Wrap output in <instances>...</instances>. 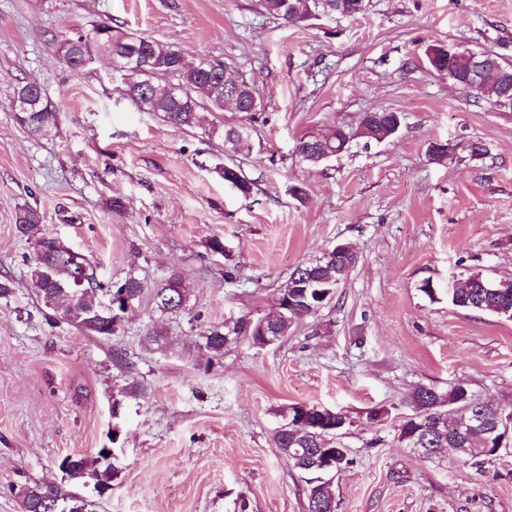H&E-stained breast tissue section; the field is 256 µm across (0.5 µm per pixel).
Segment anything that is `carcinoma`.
Returning <instances> with one entry per match:
<instances>
[{
  "mask_svg": "<svg viewBox=\"0 0 512 512\" xmlns=\"http://www.w3.org/2000/svg\"><path fill=\"white\" fill-rule=\"evenodd\" d=\"M265 14L285 21L296 15L309 14L312 0H259ZM109 54L121 63L134 62L151 70L149 96L134 87L125 86L127 97L138 108L160 115L175 130L193 128L200 123V113L224 111V95L218 91L220 79L227 67L221 63L201 60L197 63L182 61L178 57L179 47L173 43L157 41L148 36L123 31H114L110 25L94 29L93 36H78L66 39L60 46L63 59L71 67L81 66L84 54L90 52V44ZM471 51L459 50L448 59L440 58L448 79L455 80L468 66ZM489 68L509 74L511 81H488L472 94L494 104L505 92H512V63L500 55L486 51ZM174 80L181 88L176 96L165 90L168 80ZM15 102H24L27 111L19 112L17 120L34 133H42L56 125V112L43 94L41 87L33 82L20 84L14 93ZM363 137L377 141L393 137L401 126V115L397 112H376L363 118ZM228 145V153L238 154L250 150V133L246 126L218 125L210 129ZM350 142L349 133L341 126L324 130L321 152H311L313 136L302 138L296 145L297 154L305 161L319 163L345 151ZM224 181L248 194L252 182L241 170L224 167ZM17 231L33 241L35 265L30 277L39 299L48 307L64 304L63 314L67 321L79 330L95 336L109 337L116 333L126 312L122 302L128 299L135 304L146 291H151L155 307L169 314H178L185 307L186 294L181 275L173 273L161 285L148 289L139 279L130 276L112 286V292L122 295L119 304L112 309L104 308L97 292L104 290L94 266L85 255L66 246L59 248L57 237L42 224L43 216L33 207L21 210L17 218ZM358 263V254L350 251L346 260L339 263L320 261L301 263L294 267L286 284L279 289L277 312L271 318L252 320L239 318L231 324L212 325L203 335V348L215 355L224 353V347L241 339L261 347L266 336L288 335L294 321L316 313L336 296V290ZM448 301L455 307L468 311H484L512 320V280H495L480 272H471L464 277L461 286L448 294ZM412 413L401 420L397 438L406 447L423 449L421 455L433 458L444 448H470L472 454L462 457L476 472L481 473L485 465L507 447L499 441L502 433L480 434L464 425V420L476 412L484 413L490 428H495L505 410L494 404L488 406L469 392L462 383H456L446 391L419 386L409 397ZM284 423L274 435L278 448L288 465L304 475L306 487V512H334V501L330 491L322 485H311L314 478L303 469L302 457L322 449L338 454L339 468L344 470L351 464L348 449L329 448L334 432L328 430L333 420L347 421L341 412L317 405L292 404L282 412ZM111 449L100 448L94 456H65L60 469L68 480L85 484L93 482L94 489L104 494L112 489L117 471L110 461ZM24 512H83V500L69 496L59 487L34 485L22 494Z\"/></svg>",
  "mask_w": 512,
  "mask_h": 512,
  "instance_id": "obj_1",
  "label": "carcinoma"
}]
</instances>
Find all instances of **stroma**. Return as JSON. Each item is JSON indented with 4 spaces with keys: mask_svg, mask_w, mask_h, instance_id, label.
<instances>
[{
    "mask_svg": "<svg viewBox=\"0 0 512 512\" xmlns=\"http://www.w3.org/2000/svg\"><path fill=\"white\" fill-rule=\"evenodd\" d=\"M364 4L286 22L257 0H0V276L15 284L0 299V512H24L19 490L34 483L60 485L85 512H305L306 484L273 441L295 403L350 420L336 512H512V448L479 475L397 438L419 385L461 382L512 410V321L421 290L472 271L512 280V112L467 96L424 55L443 44L512 63V0ZM104 23L223 63L253 84L260 111H206L184 131L140 111L106 53L74 68L59 50ZM26 82L58 113L48 134L16 118ZM370 111L400 113L398 134L356 136ZM225 122L249 127L250 152L225 154L209 134ZM334 125L353 132L348 150L302 161L297 141ZM228 166L250 194L225 182ZM27 206L99 278L152 288L178 271L184 311L146 296L116 335L80 331L32 286L34 247L15 228ZM340 241L359 262L331 303L274 344L200 348L210 325L272 314L292 269ZM374 407L389 412L377 426ZM107 446L111 491L65 480L64 456Z\"/></svg>",
    "mask_w": 512,
    "mask_h": 512,
    "instance_id": "1",
    "label": "stroma"
}]
</instances>
